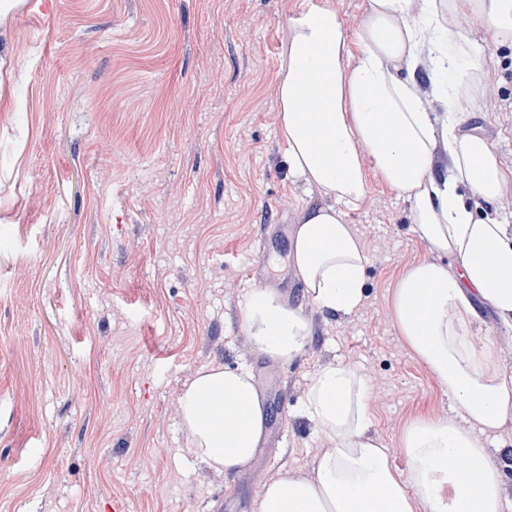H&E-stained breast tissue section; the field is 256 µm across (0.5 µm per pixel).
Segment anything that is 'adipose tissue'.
Returning <instances> with one entry per match:
<instances>
[{
	"label": "adipose tissue",
	"instance_id": "adipose-tissue-1",
	"mask_svg": "<svg viewBox=\"0 0 512 512\" xmlns=\"http://www.w3.org/2000/svg\"><path fill=\"white\" fill-rule=\"evenodd\" d=\"M289 23L278 85L288 168L330 199L302 210L292 240L304 293L327 317L362 307L368 259L345 213L363 199L365 169L373 167L410 201L420 240L457 261L452 271L414 264L392 306L400 335L458 413L407 425L401 471L371 433L366 378L343 363L320 367L299 413L328 446L309 474L265 484L258 512H503L512 486L485 438L512 417V372L499 368L496 342L474 346L470 331L481 304L512 327V225L479 212L512 194V170L486 138L459 128L464 102L483 81L461 27L489 28L512 42V0H368L353 31L330 0H295ZM245 322L279 361L296 358L311 336L300 314L265 292L249 297ZM206 401L217 415H202ZM179 408L196 458L227 473L252 464L267 409L249 372L200 369Z\"/></svg>",
	"mask_w": 512,
	"mask_h": 512
}]
</instances>
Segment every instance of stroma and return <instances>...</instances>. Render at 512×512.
<instances>
[{
  "mask_svg": "<svg viewBox=\"0 0 512 512\" xmlns=\"http://www.w3.org/2000/svg\"><path fill=\"white\" fill-rule=\"evenodd\" d=\"M293 0H22L0 19V512H257L262 487L313 466L298 416L343 362L369 383L372 434L405 469V424L457 408L396 328L395 284L434 256L410 203L368 173L347 223L366 301L328 318L291 252L303 208L278 125ZM486 73L461 131L512 169V44L471 28ZM297 309L292 362L248 334L250 293ZM249 369L271 415L250 468L198 460L179 395L201 368Z\"/></svg>",
  "mask_w": 512,
  "mask_h": 512,
  "instance_id": "stroma-1",
  "label": "stroma"
}]
</instances>
